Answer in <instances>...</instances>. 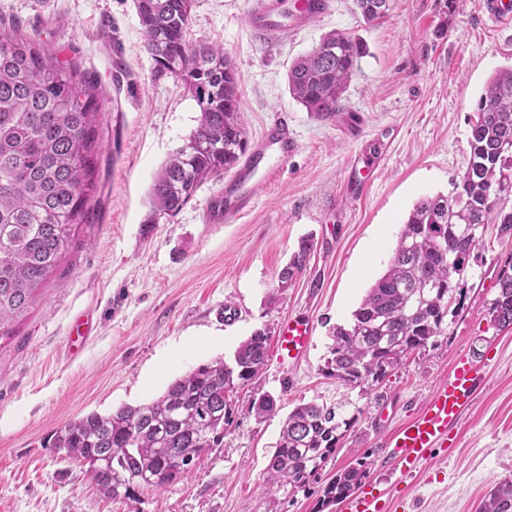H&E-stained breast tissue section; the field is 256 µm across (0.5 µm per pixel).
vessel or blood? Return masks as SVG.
Segmentation results:
<instances>
[{
	"label": "vessel or blood",
	"instance_id": "obj_1",
	"mask_svg": "<svg viewBox=\"0 0 512 512\" xmlns=\"http://www.w3.org/2000/svg\"><path fill=\"white\" fill-rule=\"evenodd\" d=\"M325 9L326 0H251L246 21L255 38L270 41L287 29L305 27ZM298 149L287 117L269 122L209 206V223L228 224L250 210L269 171L286 167ZM384 157L381 148L351 156L337 213H345L366 198ZM313 335L309 318L296 315L282 321L275 343L278 362L297 364L308 352ZM484 378L481 364L471 354H459L447 379L435 385L422 409L391 432L388 445L401 474L416 473L435 449L453 446L463 413ZM341 512H387V507L380 493L364 488L344 501Z\"/></svg>",
	"mask_w": 512,
	"mask_h": 512
}]
</instances>
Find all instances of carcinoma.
Instances as JSON below:
<instances>
[{
	"mask_svg": "<svg viewBox=\"0 0 512 512\" xmlns=\"http://www.w3.org/2000/svg\"><path fill=\"white\" fill-rule=\"evenodd\" d=\"M392 0H356L367 24L388 15ZM193 0H134L144 47L156 72L181 80L200 108L188 142L162 167L152 204L177 214L205 182L238 166L247 151L239 112L240 78L224 48L185 40ZM366 44L343 32L327 33L288 71L291 96L324 118L339 111ZM98 80L63 61L19 27H0V341L40 299L47 277L71 245L86 208L94 174ZM470 157L451 193L426 198L409 213L388 270L368 289L349 326H336L329 376L352 388L382 383L408 353L445 333L450 307L464 304V280L479 242L468 227L499 225L512 234V66L495 71L477 102ZM312 245L301 242L278 277L283 293L305 267ZM491 321L512 325V264L498 275ZM268 334L255 331L234 353L171 382L155 400L90 413L58 429L49 447L87 465L106 497L131 498L135 487L160 491L185 467L219 446L233 409L226 394L264 367ZM357 421L342 408L310 401L287 416L269 462L272 486L290 493L335 452L342 431ZM351 467L323 489L326 509L362 484ZM480 512H512V478L484 496Z\"/></svg>",
	"mask_w": 512,
	"mask_h": 512,
	"instance_id": "obj_1",
	"label": "carcinoma"
}]
</instances>
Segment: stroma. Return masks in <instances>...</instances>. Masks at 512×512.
<instances>
[{
	"mask_svg": "<svg viewBox=\"0 0 512 512\" xmlns=\"http://www.w3.org/2000/svg\"><path fill=\"white\" fill-rule=\"evenodd\" d=\"M485 2L395 0L383 23L368 26L354 0H330L327 15L267 43L246 23L248 0H193L186 39L222 46L234 63L247 139L284 112L300 144L250 211L211 224L207 207L220 179L203 183L177 215L153 209L154 180L200 112L180 80L156 75L133 0H0V24L19 22L61 59L95 73L101 103L92 221L0 344V512H316L324 486L358 464L364 485L388 496L390 512H478L487 491L512 475V327L497 328L488 314L499 271L512 259L511 235L487 227L462 310L384 382L351 388L326 365L330 328L351 321L386 271L414 204L452 192L467 168L476 103L494 71L512 64V25L489 21ZM336 29L361 37L369 53L339 112L324 119L291 96L288 70ZM381 140L387 154L367 197L336 220L330 205L350 156ZM304 238L313 244L307 265L277 294V276ZM228 305L237 312L231 322ZM83 315L93 328L74 355L68 333ZM291 315L315 326L303 360L285 370L268 359L233 394L222 445L164 491L106 499L80 462L47 447L66 423L152 400L198 365L231 360L254 331L276 335ZM198 339L206 347L183 353ZM475 348L487 374L455 445L400 477L387 448L391 427L416 414L456 356ZM262 394L275 397L277 411L260 419L252 400ZM312 400L343 402L358 420L305 487L270 494L267 468L282 424Z\"/></svg>",
	"mask_w": 512,
	"mask_h": 512,
	"instance_id": "35a3bbf8",
	"label": "stroma"
}]
</instances>
